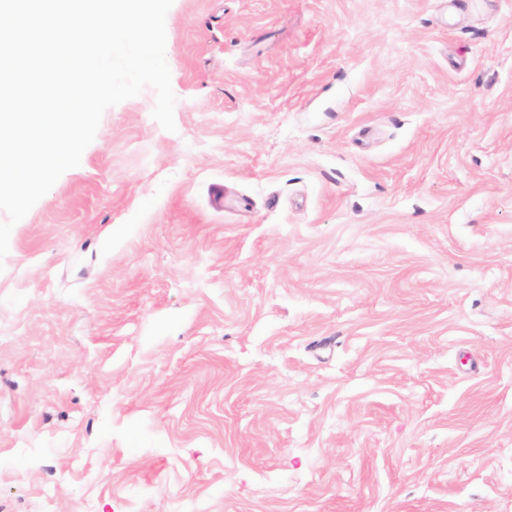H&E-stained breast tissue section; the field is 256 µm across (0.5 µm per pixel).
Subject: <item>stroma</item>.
Segmentation results:
<instances>
[{
  "label": "stroma",
  "mask_w": 512,
  "mask_h": 512,
  "mask_svg": "<svg viewBox=\"0 0 512 512\" xmlns=\"http://www.w3.org/2000/svg\"><path fill=\"white\" fill-rule=\"evenodd\" d=\"M0 258V512H512V0H173Z\"/></svg>",
  "instance_id": "stroma-1"
}]
</instances>
